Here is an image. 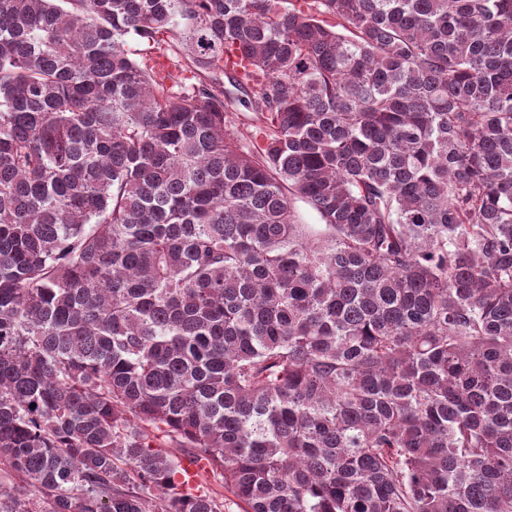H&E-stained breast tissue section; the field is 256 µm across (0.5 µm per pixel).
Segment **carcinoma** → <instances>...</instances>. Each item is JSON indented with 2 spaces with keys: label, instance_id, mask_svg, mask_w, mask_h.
Segmentation results:
<instances>
[{
  "label": "carcinoma",
  "instance_id": "carcinoma-1",
  "mask_svg": "<svg viewBox=\"0 0 512 512\" xmlns=\"http://www.w3.org/2000/svg\"><path fill=\"white\" fill-rule=\"evenodd\" d=\"M168 439L512 512V0H0V512H224Z\"/></svg>",
  "mask_w": 512,
  "mask_h": 512
}]
</instances>
